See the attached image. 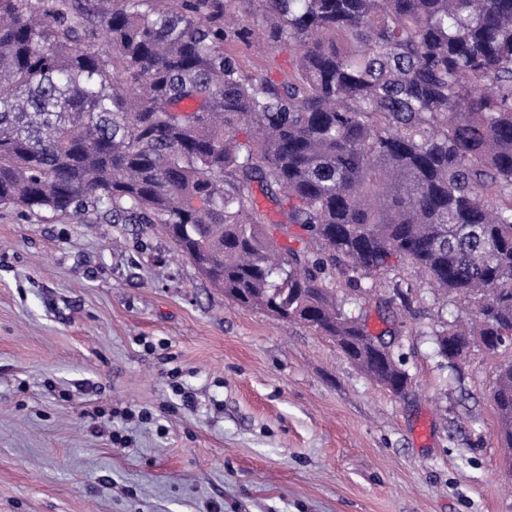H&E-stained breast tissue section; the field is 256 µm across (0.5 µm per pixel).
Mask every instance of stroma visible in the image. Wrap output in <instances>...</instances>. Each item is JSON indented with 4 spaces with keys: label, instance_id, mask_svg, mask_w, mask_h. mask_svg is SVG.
Returning a JSON list of instances; mask_svg holds the SVG:
<instances>
[{
    "label": "stroma",
    "instance_id": "obj_1",
    "mask_svg": "<svg viewBox=\"0 0 512 512\" xmlns=\"http://www.w3.org/2000/svg\"><path fill=\"white\" fill-rule=\"evenodd\" d=\"M234 52L282 78L288 48ZM408 293L350 303L398 328V397L312 330L236 306L148 224H79L0 206V512H512L490 398L512 357L451 366L431 330L469 317L414 266ZM132 407L113 446L98 410Z\"/></svg>",
    "mask_w": 512,
    "mask_h": 512
}]
</instances>
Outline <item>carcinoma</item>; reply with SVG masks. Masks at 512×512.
I'll return each instance as SVG.
<instances>
[{
  "instance_id": "carcinoma-1",
  "label": "carcinoma",
  "mask_w": 512,
  "mask_h": 512,
  "mask_svg": "<svg viewBox=\"0 0 512 512\" xmlns=\"http://www.w3.org/2000/svg\"><path fill=\"white\" fill-rule=\"evenodd\" d=\"M161 2L0 0V205L176 224L225 298L397 391L391 343L346 305L399 261L476 303L437 356L512 345V0H258L281 80L243 73L228 44L252 29L225 0ZM491 399L512 448L511 360Z\"/></svg>"
}]
</instances>
